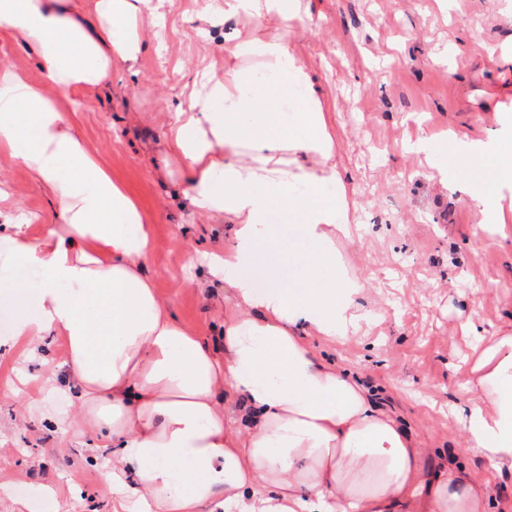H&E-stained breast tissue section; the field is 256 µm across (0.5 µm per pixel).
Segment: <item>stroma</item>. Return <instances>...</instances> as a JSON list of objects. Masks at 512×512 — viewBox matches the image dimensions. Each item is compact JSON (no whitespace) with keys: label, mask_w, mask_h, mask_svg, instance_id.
<instances>
[{"label":"stroma","mask_w":512,"mask_h":512,"mask_svg":"<svg viewBox=\"0 0 512 512\" xmlns=\"http://www.w3.org/2000/svg\"><path fill=\"white\" fill-rule=\"evenodd\" d=\"M312 22L292 30L296 54L321 90L336 160L352 178L360 225L338 248L367 282V323L337 343L313 339L319 355L357 372L422 441L459 458L474 480L485 463L466 452L456 409L468 393L470 321L492 330L512 320V231L483 241L481 214L467 204L483 169L457 157L441 177L406 139L421 124L435 141L500 139L512 119V0H308ZM139 27L137 73L112 69V94L66 95L71 126L140 205L155 246L147 274L179 320L221 347L224 280L205 259L224 250V219L200 215L181 189L186 172L164 143L176 112L204 70L224 74V20L200 34L196 0H152ZM44 76L34 50L0 32V70ZM0 179L39 235L57 220L48 189L0 151ZM13 305L0 298V512H112L102 456L68 424L67 389L3 383L15 355L3 347Z\"/></svg>","instance_id":"1"}]
</instances>
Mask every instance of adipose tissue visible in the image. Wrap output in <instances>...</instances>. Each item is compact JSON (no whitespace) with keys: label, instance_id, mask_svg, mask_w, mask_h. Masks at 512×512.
Instances as JSON below:
<instances>
[{"label":"adipose tissue","instance_id":"adipose-tissue-1","mask_svg":"<svg viewBox=\"0 0 512 512\" xmlns=\"http://www.w3.org/2000/svg\"><path fill=\"white\" fill-rule=\"evenodd\" d=\"M151 0H0V31L33 49L45 81L0 75V149L49 189L59 221L4 235L0 264L31 269L35 292L10 289L25 358L60 338L76 385L77 434L112 455V512H491L488 484L376 404L352 372L308 339L358 331L366 284L336 243L353 240L355 202L308 67L284 33L224 38V76L178 112L171 147L186 198L229 226L210 274L223 276V352L188 331L145 273L153 228L136 200L72 130L49 88L109 87L135 70L136 20ZM93 12L100 28L83 16ZM306 27L301 0H200L199 14ZM260 59V69L246 65ZM483 166L469 203L492 224L512 215V139H455ZM281 212L284 223L272 221ZM263 288H256L255 277ZM477 343L459 411L466 449L491 476L512 474V321Z\"/></svg>","mask_w":512,"mask_h":512}]
</instances>
